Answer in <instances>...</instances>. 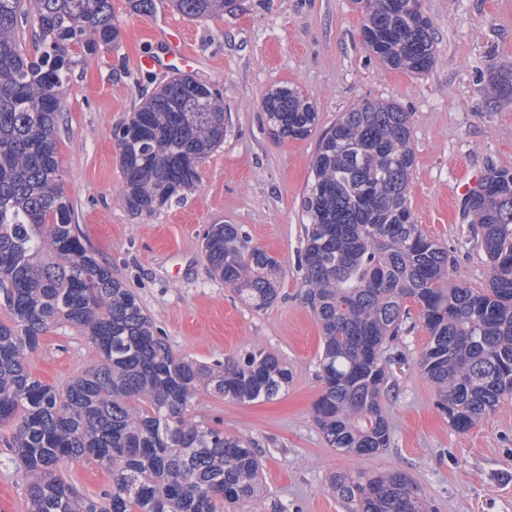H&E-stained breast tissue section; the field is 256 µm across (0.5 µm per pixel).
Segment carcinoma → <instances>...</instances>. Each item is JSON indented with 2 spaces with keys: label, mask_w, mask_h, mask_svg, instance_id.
Listing matches in <instances>:
<instances>
[{
  "label": "carcinoma",
  "mask_w": 512,
  "mask_h": 512,
  "mask_svg": "<svg viewBox=\"0 0 512 512\" xmlns=\"http://www.w3.org/2000/svg\"><path fill=\"white\" fill-rule=\"evenodd\" d=\"M363 42L389 69L435 63L421 0H354ZM188 19L234 13L239 0H168ZM150 16L157 0H126ZM36 24V52L18 39ZM112 0H0V426L26 487L27 512H250L260 499L251 439L189 419L201 391L235 403L276 399L290 372L253 350L208 366L174 353L133 292L101 265L73 224L56 143L64 89L85 57L119 42ZM493 108L512 106V62L489 71ZM271 135L305 140L314 105L291 86L266 94ZM224 104L188 74L165 80L112 127L122 200L150 215L194 189L197 162L224 143ZM409 114L366 99L323 131L302 194L306 297L319 323L322 391L313 421L329 447L363 456L391 446L382 399L388 343L418 311L428 342L418 366L459 431L512 398V169L491 168L461 201L486 252L488 284L451 281L454 258L416 224ZM203 250L213 273L256 310L278 298L279 262L236 224H211ZM78 328L97 362L64 386L28 370L52 328ZM91 457L110 470L101 497L79 494L61 466ZM330 489L351 512H427L426 492L402 471L337 473Z\"/></svg>",
  "instance_id": "obj_1"
}]
</instances>
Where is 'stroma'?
Instances as JSON below:
<instances>
[{
  "label": "stroma",
  "mask_w": 512,
  "mask_h": 512,
  "mask_svg": "<svg viewBox=\"0 0 512 512\" xmlns=\"http://www.w3.org/2000/svg\"><path fill=\"white\" fill-rule=\"evenodd\" d=\"M114 7L119 45L85 58L64 93L57 147L73 221L177 354L212 365L262 349L287 362L292 378L276 400L235 404L206 395L191 411L193 420L255 443L263 464L261 512L273 499L284 512H348L329 490L330 476L379 468L406 473L434 512H512V398L467 431L452 428L417 366L428 341L417 319L406 321L389 349L396 362L383 400L388 451L344 455L316 428L321 327L306 299L299 254L300 202L318 138L274 140L262 110L268 90L286 83L314 104L323 130L362 100L399 104L409 114L415 152V220L455 258L456 281L485 286L488 259L462 218L461 186L488 168L512 169V107L490 108L488 93L490 65L512 59V0H422L435 49V63L423 74L386 68L365 48L353 0H241L238 12L203 20L167 10L187 37L191 76L222 92L228 130L199 161L196 189L142 216L121 200L112 128L139 106V89L167 77V70L136 65L139 56L163 55L165 46L149 35L154 16L129 14L125 0ZM211 224L239 225L251 245L278 260L274 305L252 310L211 274L202 249ZM97 359L87 338L67 326L43 336L28 367L60 385ZM64 475L92 497L110 483L91 458L68 463Z\"/></svg>",
  "instance_id": "1"
}]
</instances>
